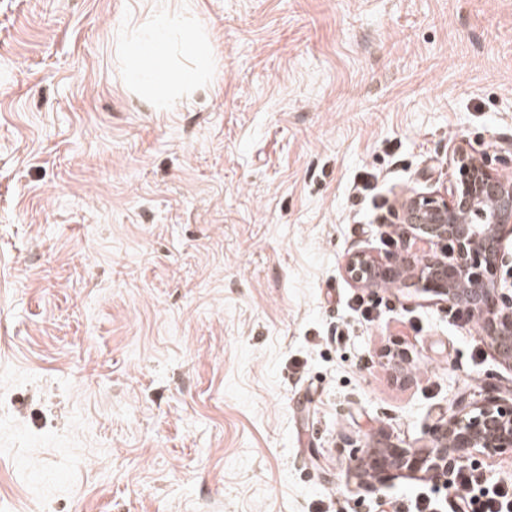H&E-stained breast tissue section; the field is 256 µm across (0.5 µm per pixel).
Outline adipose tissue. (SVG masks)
Masks as SVG:
<instances>
[{"mask_svg":"<svg viewBox=\"0 0 512 512\" xmlns=\"http://www.w3.org/2000/svg\"><path fill=\"white\" fill-rule=\"evenodd\" d=\"M187 14L179 0H158L123 40L130 88L168 108L181 104L214 67L205 34L188 24Z\"/></svg>","mask_w":512,"mask_h":512,"instance_id":"obj_1","label":"adipose tissue"}]
</instances>
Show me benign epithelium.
<instances>
[{
    "mask_svg": "<svg viewBox=\"0 0 512 512\" xmlns=\"http://www.w3.org/2000/svg\"><path fill=\"white\" fill-rule=\"evenodd\" d=\"M446 184L394 196L399 248L381 258L369 249L345 256L355 285L409 282L479 325L498 363L512 373V182L464 141L448 147ZM423 242L428 249L416 251ZM512 454V398L489 383L478 400L463 397L432 429L426 444L368 448L354 459L361 485L395 477L435 476L448 484L474 457Z\"/></svg>",
    "mask_w": 512,
    "mask_h": 512,
    "instance_id": "7a95c632",
    "label": "benign epithelium"
}]
</instances>
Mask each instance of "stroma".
<instances>
[{
	"instance_id": "35a3bbf8",
	"label": "stroma",
	"mask_w": 512,
	"mask_h": 512,
	"mask_svg": "<svg viewBox=\"0 0 512 512\" xmlns=\"http://www.w3.org/2000/svg\"><path fill=\"white\" fill-rule=\"evenodd\" d=\"M152 2L0 0V512H399L420 479L350 460L500 368L343 257L453 140L512 178V0H191L176 112L124 81Z\"/></svg>"
}]
</instances>
